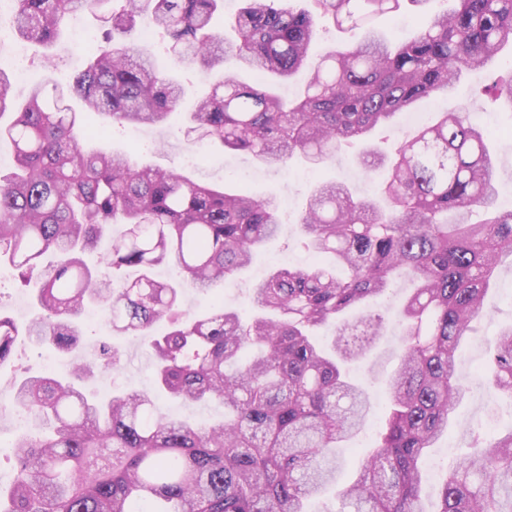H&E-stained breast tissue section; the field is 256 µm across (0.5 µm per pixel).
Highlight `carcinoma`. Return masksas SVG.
<instances>
[{
	"mask_svg": "<svg viewBox=\"0 0 512 512\" xmlns=\"http://www.w3.org/2000/svg\"><path fill=\"white\" fill-rule=\"evenodd\" d=\"M12 0L15 34L55 46L68 16L96 14L103 35L78 50L85 69L72 85H33L25 102L11 95L13 74L0 56V141L14 150V171L0 174V264L40 272L41 314L24 325L0 316V366L20 336L61 352L80 336L89 305L108 308L113 330L148 336L155 390L187 403L217 400L224 419L208 428L155 414L149 393L105 401L78 386L91 367L67 378L30 376L14 403L44 425L13 444L15 473L0 485V512H307L334 479L330 449L366 422L369 400L345 375L379 335L381 318L339 322L347 311L416 285L402 302L399 364L375 449L340 495L350 512H512V431L475 437L480 453L457 462L433 504L422 500L427 450L448 431L468 390L455 353L484 315L503 260H512V209L494 207L495 172L487 132L462 112H444L393 158L361 155L367 169L387 167L384 203L341 183L311 193L298 220L317 258L307 268H277L250 289L257 313L243 319L218 301L202 313L181 310V291L154 269L177 266L208 291L231 282L283 224L273 198L205 185L126 153L85 150L77 99L114 125L159 126L185 88L115 34L148 15L169 37L177 62L218 70L210 94L188 113L185 136L250 152L287 167L297 153L319 162L368 138L422 101L452 91L469 71L489 70L512 46V0H456L405 40L370 30L312 67L295 99L272 85L247 86L241 68L289 78L308 62L315 18L341 30L367 26L401 0H245L238 39L213 28L224 0ZM484 92L512 103V78ZM107 246L103 271L84 255ZM56 265L39 271L42 256ZM337 323L330 349L318 331ZM162 324L160 335H151ZM489 388L512 397V326L490 342Z\"/></svg>",
	"mask_w": 512,
	"mask_h": 512,
	"instance_id": "obj_1",
	"label": "carcinoma"
}]
</instances>
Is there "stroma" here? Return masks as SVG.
Masks as SVG:
<instances>
[{
    "label": "stroma",
    "mask_w": 512,
    "mask_h": 512,
    "mask_svg": "<svg viewBox=\"0 0 512 512\" xmlns=\"http://www.w3.org/2000/svg\"><path fill=\"white\" fill-rule=\"evenodd\" d=\"M125 41L138 44L139 48L155 63L171 71L186 89L175 114L161 127L144 128L138 140H131L127 128L105 124L96 113L84 115V127L91 138L89 147L119 153H130L144 164L182 172L192 179L216 184L245 181L255 197L275 196L284 213L280 234L262 246L239 278L221 293L229 307L245 308L249 302L246 290L275 266H301L312 264L313 259L303 246L297 221L316 182L343 181L360 195L372 196L376 190V176L365 172L357 156L361 143L337 151L324 163L314 166L301 157H294L289 169L275 171L260 165L249 154L219 149H203L200 160H190L192 144L183 135V115L191 110L198 97L208 94L210 87L197 63L172 62L167 52V40L160 33L142 38L139 30L125 34ZM75 38L65 32L53 48L45 49L29 44L16 64L30 73L29 82L54 80L66 84L83 68V57L74 51ZM487 82L483 73L469 74L459 86L437 102L425 103L421 112H464L472 114L475 121L497 131L492 143L500 173L497 185V204L501 209L512 208V139L506 129L512 128V103L506 99L490 102L480 95V88ZM411 283L399 281L395 296L381 298L365 306L368 314L384 318L382 334L366 360L351 365L352 377L367 390L371 408L361 432L345 442L336 454L344 465L336 472V481L324 493L310 502L311 512H342L339 491L354 477L362 460L370 453L385 414L387 384L398 363L401 327L393 315L410 291ZM485 305L489 316L479 326L477 341L463 344L456 352L459 374L470 384V393L458 407L447 436L440 439L430 453L431 468L427 470L426 493L434 495L442 483L446 468L451 467L466 452L474 431L493 433L512 427V399L492 392L481 381L487 362L486 343L503 326L512 324V267L502 266L493 290L487 295ZM0 312L18 322L28 321L35 313L31 302V289L25 286L18 273L8 268L0 269ZM119 349L121 367L106 373L94 372L84 381L88 393L107 397L119 389L148 391L152 388V361L147 342L142 338L113 335L106 320L84 318L83 334L73 353L65 355L48 344L19 340L11 359L0 366V441L10 442L18 433L10 426L17 410L11 404L10 383L25 372H42L57 376L69 375L76 359L96 362L100 344Z\"/></svg>",
    "instance_id": "35a3bbf8"
}]
</instances>
